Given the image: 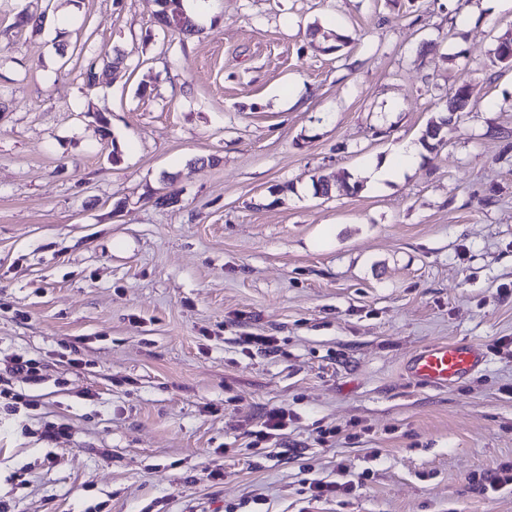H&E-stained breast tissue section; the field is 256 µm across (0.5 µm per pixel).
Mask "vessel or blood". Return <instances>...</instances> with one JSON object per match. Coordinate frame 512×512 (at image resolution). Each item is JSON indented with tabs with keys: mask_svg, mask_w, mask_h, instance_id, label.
Returning a JSON list of instances; mask_svg holds the SVG:
<instances>
[{
	"mask_svg": "<svg viewBox=\"0 0 512 512\" xmlns=\"http://www.w3.org/2000/svg\"><path fill=\"white\" fill-rule=\"evenodd\" d=\"M484 347L473 342H432L412 353L403 365L405 376L424 387H448L481 369Z\"/></svg>",
	"mask_w": 512,
	"mask_h": 512,
	"instance_id": "obj_1",
	"label": "vessel or blood"
}]
</instances>
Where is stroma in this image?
Returning a JSON list of instances; mask_svg holds the SVG:
<instances>
[{
	"label": "stroma",
	"instance_id": "35a3bbf8",
	"mask_svg": "<svg viewBox=\"0 0 512 512\" xmlns=\"http://www.w3.org/2000/svg\"><path fill=\"white\" fill-rule=\"evenodd\" d=\"M155 9L0 0V512H512L480 489L512 464V12L215 0L186 37ZM457 340L482 371L404 376ZM418 147L413 144H403L399 147L398 153L388 159H384L381 164L372 163L367 176L374 180H386L399 177L405 169L415 162L417 158ZM487 361L484 347L473 342H432L412 353L403 372L424 387L453 386L481 369Z\"/></svg>",
	"mask_w": 512,
	"mask_h": 512
}]
</instances>
